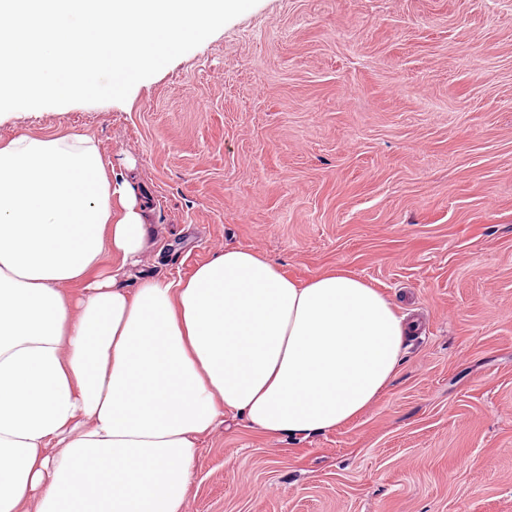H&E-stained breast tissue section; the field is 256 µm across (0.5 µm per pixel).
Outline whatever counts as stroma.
Segmentation results:
<instances>
[{"label": "stroma", "mask_w": 512, "mask_h": 512, "mask_svg": "<svg viewBox=\"0 0 512 512\" xmlns=\"http://www.w3.org/2000/svg\"><path fill=\"white\" fill-rule=\"evenodd\" d=\"M64 130L147 201L129 287L241 248L420 323L349 427L225 415L187 512H512V0H258L126 101L0 116Z\"/></svg>", "instance_id": "obj_1"}]
</instances>
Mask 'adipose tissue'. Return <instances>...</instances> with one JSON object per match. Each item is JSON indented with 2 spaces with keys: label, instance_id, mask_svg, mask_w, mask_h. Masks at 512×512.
Wrapping results in <instances>:
<instances>
[{
  "label": "adipose tissue",
  "instance_id": "ef3b65f1",
  "mask_svg": "<svg viewBox=\"0 0 512 512\" xmlns=\"http://www.w3.org/2000/svg\"><path fill=\"white\" fill-rule=\"evenodd\" d=\"M145 211L87 135L0 142V512H186L225 414L339 430L396 375L412 326L344 270L301 283L227 249L125 288Z\"/></svg>",
  "mask_w": 512,
  "mask_h": 512
}]
</instances>
